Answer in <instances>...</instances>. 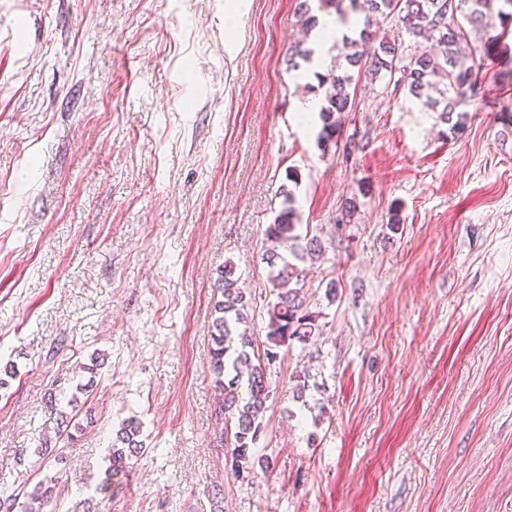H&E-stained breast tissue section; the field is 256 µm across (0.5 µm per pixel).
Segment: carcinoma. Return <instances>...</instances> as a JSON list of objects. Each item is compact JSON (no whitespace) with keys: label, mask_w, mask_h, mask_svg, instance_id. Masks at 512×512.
I'll list each match as a JSON object with an SVG mask.
<instances>
[{"label":"carcinoma","mask_w":512,"mask_h":512,"mask_svg":"<svg viewBox=\"0 0 512 512\" xmlns=\"http://www.w3.org/2000/svg\"><path fill=\"white\" fill-rule=\"evenodd\" d=\"M343 19L362 13V28L355 38L334 44L337 51L327 73H315L323 89L318 143L326 147L337 141L341 131L339 115L353 110L349 88L350 69L358 68L375 78L384 74L404 87L409 96L438 113L441 121L456 131L463 125L468 92L475 85V68L462 56L461 44L471 37L486 38L496 27L502 33L512 28V0H325ZM394 17L414 41H432L429 49L417 50L408 60L398 54L390 41L375 42L373 18ZM282 208L264 230L274 247L265 253L267 283L273 299L266 302L267 323L263 353L254 350L255 341L247 330L258 301L251 290L240 285L233 261L224 262L214 282L220 299L214 302L212 349L209 373L224 395L220 405L224 427L221 437L230 452L234 474L247 479L259 468H270L269 457L254 458L252 448L265 429L267 402L272 387L268 377L277 349L296 343L306 345L320 335L319 313L313 311L302 294L308 270L303 264L319 258L325 246L317 236L299 233L300 214L294 193L284 188ZM140 422L130 417L113 432L108 446V466L100 491L126 477L131 461L143 448ZM54 486L39 482L19 502L10 486H0V512H41L53 495Z\"/></svg>","instance_id":"obj_1"}]
</instances>
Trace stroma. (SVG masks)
<instances>
[{
    "mask_svg": "<svg viewBox=\"0 0 512 512\" xmlns=\"http://www.w3.org/2000/svg\"><path fill=\"white\" fill-rule=\"evenodd\" d=\"M299 2L0 0V482L52 480L42 512H211L217 492L224 512H512V34L471 42L463 132L362 78L323 148L304 106L331 43ZM298 40L315 54L293 71ZM291 170L326 246L304 285L322 332L271 364L254 453L275 466L242 480L218 445L213 282L231 260L266 288ZM96 353L80 432L40 457ZM133 415L146 450L98 494Z\"/></svg>",
    "mask_w": 512,
    "mask_h": 512,
    "instance_id": "obj_1",
    "label": "stroma"
}]
</instances>
